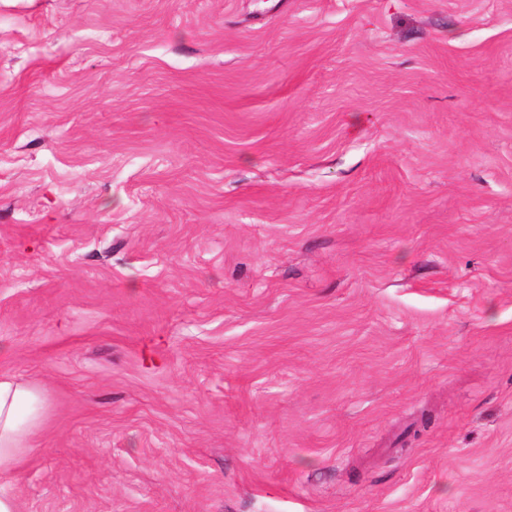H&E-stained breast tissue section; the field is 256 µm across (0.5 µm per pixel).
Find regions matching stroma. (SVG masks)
<instances>
[{"instance_id": "obj_1", "label": "stroma", "mask_w": 512, "mask_h": 512, "mask_svg": "<svg viewBox=\"0 0 512 512\" xmlns=\"http://www.w3.org/2000/svg\"><path fill=\"white\" fill-rule=\"evenodd\" d=\"M21 512H512V0H0Z\"/></svg>"}]
</instances>
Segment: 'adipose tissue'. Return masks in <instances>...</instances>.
I'll use <instances>...</instances> for the list:
<instances>
[{"mask_svg":"<svg viewBox=\"0 0 512 512\" xmlns=\"http://www.w3.org/2000/svg\"><path fill=\"white\" fill-rule=\"evenodd\" d=\"M47 394L0 373V479H12L22 470L33 446L32 435L42 425Z\"/></svg>","mask_w":512,"mask_h":512,"instance_id":"obj_1","label":"adipose tissue"}]
</instances>
